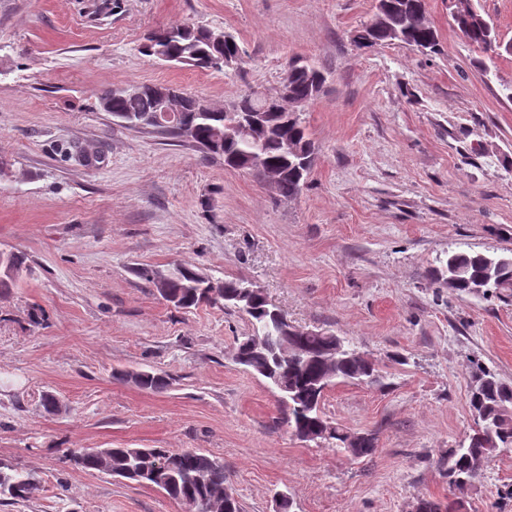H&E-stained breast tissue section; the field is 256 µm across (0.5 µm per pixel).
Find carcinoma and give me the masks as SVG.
<instances>
[{"mask_svg": "<svg viewBox=\"0 0 512 512\" xmlns=\"http://www.w3.org/2000/svg\"><path fill=\"white\" fill-rule=\"evenodd\" d=\"M454 24L462 36L485 53L499 49L494 28L480 14L471 12L467 0H454ZM425 0H389L388 12L365 28L363 46L373 47L398 41L421 45L429 53L440 51L436 29L423 26L418 14ZM143 55L165 57L200 70H213V61L241 55L235 36L216 43L207 28L176 23L149 32L142 44ZM325 83L324 74L300 60H290L284 69L277 96L240 95L226 110L212 111L200 99L178 91L182 112L177 125L162 133L193 142L204 154L224 159V165L251 170L255 153L277 173L276 192L284 200L297 197L315 160V145L294 103L314 101ZM141 95L105 89L100 103L112 116L133 129H151L157 99L154 94L174 88L172 84L144 85ZM251 121L249 132L227 136L232 124ZM294 153H289L288 149ZM31 272L25 254L9 253L0 266V293H7ZM141 276L153 284L166 301L182 309L200 304L233 306L249 318L252 333L238 342L242 365L264 377L282 394L288 405V426L306 442L331 444L355 458L369 457L376 448L371 434H349L334 425L322 411L326 391L339 382L384 385L376 365L330 331L292 330L286 338L277 336L285 316L259 288L246 290L236 281L216 284L184 265L166 272L149 268ZM441 287L457 295L512 298V249L499 254L451 252L446 263L435 270ZM137 386L160 392L167 385L164 374L137 370L124 374ZM474 422L468 443L450 450L446 462L448 485L462 487L480 476L485 462L502 448L512 447V385L496 373L479 369L469 395ZM82 469L126 479L139 486L157 487L168 497L184 504L190 512H242L237 497L226 487L224 463L198 450L172 451L168 448H111L105 454L85 448L72 455ZM41 487L34 471H18L0 465V504L32 498Z\"/></svg>", "mask_w": 512, "mask_h": 512, "instance_id": "carcinoma-1", "label": "carcinoma"}]
</instances>
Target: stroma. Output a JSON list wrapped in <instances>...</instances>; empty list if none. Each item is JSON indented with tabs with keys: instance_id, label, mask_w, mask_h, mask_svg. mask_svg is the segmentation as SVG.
Here are the masks:
<instances>
[{
	"instance_id": "1",
	"label": "stroma",
	"mask_w": 512,
	"mask_h": 512,
	"mask_svg": "<svg viewBox=\"0 0 512 512\" xmlns=\"http://www.w3.org/2000/svg\"><path fill=\"white\" fill-rule=\"evenodd\" d=\"M376 0H0V251L30 277L0 295V463L41 488L0 512H184L159 490L88 472L82 448L196 449L223 460L243 512H512V448L449 486L441 460L473 420L478 368L512 382V301L433 279L448 252L512 249V54L490 73L426 0L442 50L356 43ZM188 22L236 36L238 69L142 55L145 35ZM304 57L326 75L302 114L316 147L298 198L189 141L126 127L100 92L175 84L220 108L275 94ZM182 264L263 289L294 326L328 330L386 375L340 383L329 420L371 433L354 458L305 442L277 392L235 360L251 331L235 308L174 307L141 278ZM43 309L45 325L29 322ZM153 369V393L123 380ZM54 395L56 413L41 406Z\"/></svg>"
}]
</instances>
